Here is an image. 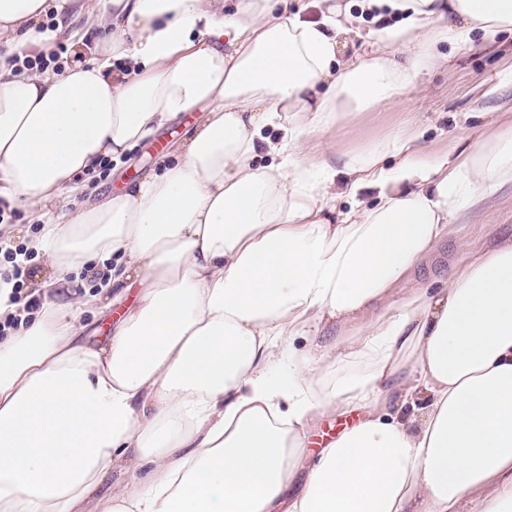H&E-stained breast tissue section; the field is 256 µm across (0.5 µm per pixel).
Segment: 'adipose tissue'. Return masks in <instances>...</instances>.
Segmentation results:
<instances>
[{
	"label": "adipose tissue",
	"mask_w": 512,
	"mask_h": 512,
	"mask_svg": "<svg viewBox=\"0 0 512 512\" xmlns=\"http://www.w3.org/2000/svg\"><path fill=\"white\" fill-rule=\"evenodd\" d=\"M318 2L309 21L291 0H0V200L40 223L29 247L69 290L0 339V512H80L113 470L94 512H512V238L458 242L441 288L396 297L512 184V122L429 163L413 132L307 154L446 67L438 44L512 31V0ZM76 23L100 31L80 62L9 64ZM360 32L368 51L340 62ZM197 110L159 172L46 222L79 174ZM367 188L376 205L339 210ZM100 261L111 295L75 292ZM119 306L105 343L83 338L84 314ZM296 336L313 342L284 359ZM352 411L288 495L312 423Z\"/></svg>",
	"instance_id": "adipose-tissue-1"
}]
</instances>
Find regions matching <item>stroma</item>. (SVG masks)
Listing matches in <instances>:
<instances>
[{
  "label": "stroma",
  "mask_w": 512,
  "mask_h": 512,
  "mask_svg": "<svg viewBox=\"0 0 512 512\" xmlns=\"http://www.w3.org/2000/svg\"><path fill=\"white\" fill-rule=\"evenodd\" d=\"M473 40L470 48L440 45V52L448 57L447 68L423 76L416 88L392 105L348 113L330 130L312 134V157L358 150L410 126L418 130L425 155L433 156L446 149L473 147L485 131L512 121V83L500 79L502 73L512 71V33H499L490 46L481 32H474ZM160 167V156L151 155L148 142H141L94 179V197L106 198ZM456 230V239L440 245L435 258L404 283V292L435 287L436 277L450 274L457 259V239L478 249L511 234L512 186L490 200L486 217L458 219Z\"/></svg>",
  "instance_id": "obj_1"
}]
</instances>
